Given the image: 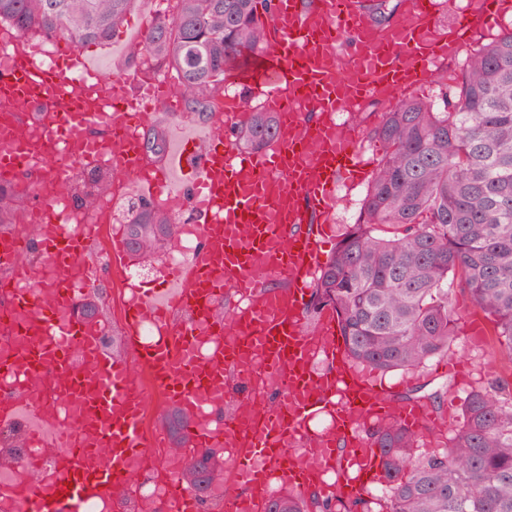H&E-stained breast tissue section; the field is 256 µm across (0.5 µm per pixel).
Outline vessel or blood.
<instances>
[{
	"instance_id": "b4317fda",
	"label": "vessel or blood",
	"mask_w": 512,
	"mask_h": 512,
	"mask_svg": "<svg viewBox=\"0 0 512 512\" xmlns=\"http://www.w3.org/2000/svg\"><path fill=\"white\" fill-rule=\"evenodd\" d=\"M436 5L437 0H411L413 23L397 26L387 40L374 25L367 0H274L267 49L246 54L230 77L276 112L275 142L257 153L231 145L224 125L243 120L247 110L235 91L220 99L206 138L179 132L159 162L147 158L143 132L153 113L173 109L165 82L104 74L63 39L47 66L41 43L0 35V101L24 102L0 129V180L53 185L51 194L36 190L28 203L30 229L40 236L39 256L4 237L0 269L12 278L37 261L53 273L55 302L41 300L36 287L8 292L13 311L36 323L26 368L50 377L54 400L93 414L100 448L95 464H87L79 446L81 425L47 429L33 416L28 438L48 447L67 441L68 476L51 495L21 498L18 512H67L84 499L127 489L135 478L132 460L149 446L139 414L143 397L135 386V373L144 365L154 370L169 401L187 412L195 446L223 449L246 488L280 481L300 490L310 486L312 472L332 467L339 476L337 495L359 500L381 474L369 428L398 422L431 439L450 421V413L435 412L422 401L398 400L350 362L330 309L318 324L330 340L322 352L325 366L317 368L303 322L325 235L324 225H308L306 215H329L337 181H357L364 173L356 140L329 138L337 113L360 111L367 98L382 93L402 98L423 82L431 63L469 43L476 23L490 24L512 12V0H476L471 9L450 0L443 26ZM344 44L351 64L347 74L323 64ZM33 126L40 133L35 142L26 135ZM311 143L323 147L314 168L308 165ZM86 162L111 167L143 198L192 206L203 226L205 245L193 259L174 267L160 285L137 284L140 301L124 322L129 349L124 358L95 350L85 322L62 317L75 293L67 277L70 265L94 254L89 231L69 222L72 170ZM273 239L281 247L271 253L267 244ZM261 255L266 278L258 283L248 269ZM281 282L288 285L287 307L250 306L225 319L216 316L225 289L245 298L273 291ZM147 319L162 336L152 345L139 336ZM201 320L210 322L214 340L204 361L193 355L195 324ZM258 371L277 376L275 397L256 394L251 381ZM220 385L229 394L257 400L247 447L236 445L234 416H225L220 428L202 425L196 416L198 392ZM320 416L331 417L332 428L317 436L311 423Z\"/></svg>"
}]
</instances>
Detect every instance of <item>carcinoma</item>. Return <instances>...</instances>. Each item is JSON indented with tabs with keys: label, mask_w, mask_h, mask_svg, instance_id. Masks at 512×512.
<instances>
[{
	"label": "carcinoma",
	"mask_w": 512,
	"mask_h": 512,
	"mask_svg": "<svg viewBox=\"0 0 512 512\" xmlns=\"http://www.w3.org/2000/svg\"><path fill=\"white\" fill-rule=\"evenodd\" d=\"M133 0H0V24L21 34L102 43L124 23ZM271 0H176L159 13L140 48L138 68L171 69L183 109L207 121L225 71L265 46ZM451 110L408 97L384 113L372 137L382 144L357 222L346 227L321 267L313 308L340 319L349 360L380 373L414 371L448 352L456 332L451 295L467 292L495 322L512 355V30L483 44L457 77ZM274 112L256 110L234 128L256 152L277 135ZM128 251L176 236L156 203L137 199L121 222ZM477 388L462 422L440 451L415 453L401 426L375 430L382 450L385 512H512V397ZM224 457L192 456L186 487L209 497ZM333 512L327 501L278 495L267 512Z\"/></svg>",
	"instance_id": "obj_1"
}]
</instances>
